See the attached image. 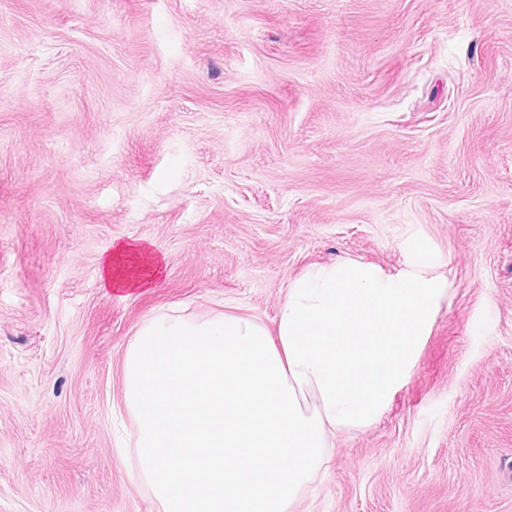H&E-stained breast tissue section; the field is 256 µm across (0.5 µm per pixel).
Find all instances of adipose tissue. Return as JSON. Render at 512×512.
<instances>
[{
	"mask_svg": "<svg viewBox=\"0 0 512 512\" xmlns=\"http://www.w3.org/2000/svg\"><path fill=\"white\" fill-rule=\"evenodd\" d=\"M162 263L158 255L144 245L120 243L100 266L104 285L110 289L146 288L158 277Z\"/></svg>",
	"mask_w": 512,
	"mask_h": 512,
	"instance_id": "ef3b65f1",
	"label": "adipose tissue"
}]
</instances>
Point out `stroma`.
<instances>
[{
    "instance_id": "35a3bbf8",
    "label": "stroma",
    "mask_w": 512,
    "mask_h": 512,
    "mask_svg": "<svg viewBox=\"0 0 512 512\" xmlns=\"http://www.w3.org/2000/svg\"><path fill=\"white\" fill-rule=\"evenodd\" d=\"M416 235L448 303L296 512H512V0H0V512H162L138 330ZM122 241L150 287L102 288Z\"/></svg>"
}]
</instances>
